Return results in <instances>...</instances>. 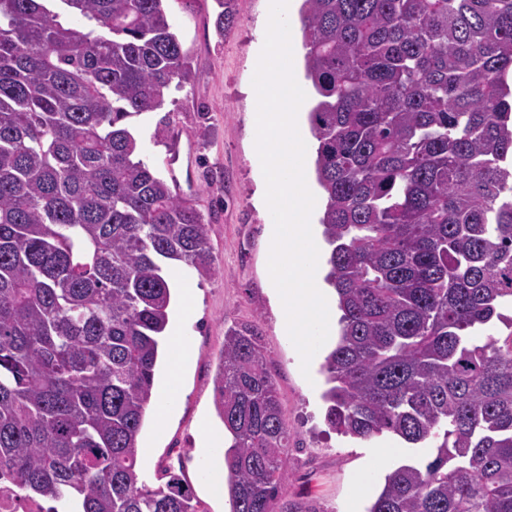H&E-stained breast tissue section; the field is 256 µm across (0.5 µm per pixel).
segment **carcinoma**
Instances as JSON below:
<instances>
[{"mask_svg": "<svg viewBox=\"0 0 512 512\" xmlns=\"http://www.w3.org/2000/svg\"><path fill=\"white\" fill-rule=\"evenodd\" d=\"M163 2L0 0V481L49 512H204L137 474L165 269L217 272L127 127L191 71ZM300 22L341 311L326 422L434 449L367 512H512V0H303ZM215 404L230 512H278L292 435L254 323L224 331Z\"/></svg>", "mask_w": 512, "mask_h": 512, "instance_id": "1", "label": "carcinoma"}]
</instances>
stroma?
Returning <instances> with one entry per match:
<instances>
[{"mask_svg":"<svg viewBox=\"0 0 512 512\" xmlns=\"http://www.w3.org/2000/svg\"><path fill=\"white\" fill-rule=\"evenodd\" d=\"M269 0H235L236 23L218 35V0H165L164 8L184 53L192 63L187 81L165 95L164 106L133 117L129 126L143 160L170 177L169 159L179 151L190 181L184 196L195 200L210 226L217 272L205 278L184 269L181 287L193 289L195 308L183 316L171 306V322L190 337L192 358L180 383V399L166 421L147 414L139 442L151 446L149 461L139 462L141 482L158 486L176 474L191 487L206 512H230L228 498H213L202 476L201 427H221L214 401V380L224 346V331L241 322L256 323L268 369L278 388L283 416L293 435L288 457L287 505L306 512H366L354 503L352 489L368 483L382 489L385 475L403 463L423 464L427 448H410L385 436L354 440L325 423L326 388L320 362L309 375L283 335L268 284V235L271 213L262 199L252 163V77L256 51L266 32ZM383 465H376L378 454Z\"/></svg>","mask_w":512,"mask_h":512,"instance_id":"obj_1","label":"stroma"}]
</instances>
